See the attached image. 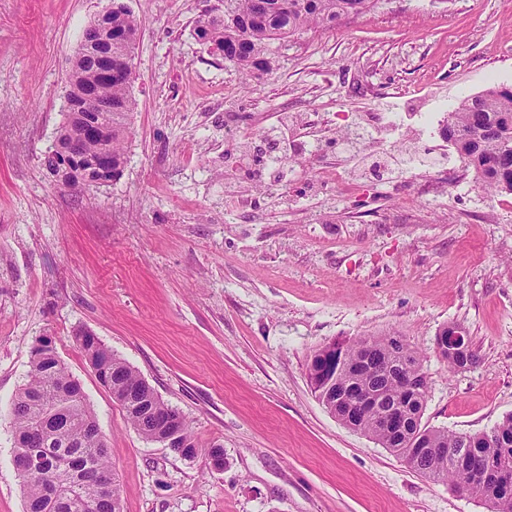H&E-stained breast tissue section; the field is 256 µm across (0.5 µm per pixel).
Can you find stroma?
Masks as SVG:
<instances>
[{"label": "stroma", "instance_id": "1", "mask_svg": "<svg viewBox=\"0 0 512 512\" xmlns=\"http://www.w3.org/2000/svg\"><path fill=\"white\" fill-rule=\"evenodd\" d=\"M108 3L0 0V512L25 510L11 408L42 336L96 413L121 512H491L344 427L308 364L334 342L397 336L428 379L423 424L473 434L512 413V194L485 191L416 119L512 88V0H381L274 45L276 67L248 79L193 35L219 0H127L142 28L125 163L76 190L44 157ZM283 118L288 181L267 171L260 192L243 169ZM448 324L477 365L439 356ZM81 331L200 447L221 444L223 466L134 431Z\"/></svg>", "mask_w": 512, "mask_h": 512}]
</instances>
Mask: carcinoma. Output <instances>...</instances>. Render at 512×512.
Returning a JSON list of instances; mask_svg holds the SVG:
<instances>
[{
    "label": "carcinoma",
    "mask_w": 512,
    "mask_h": 512,
    "mask_svg": "<svg viewBox=\"0 0 512 512\" xmlns=\"http://www.w3.org/2000/svg\"><path fill=\"white\" fill-rule=\"evenodd\" d=\"M378 2L222 0L224 8L198 16L194 35L243 74L267 72L273 69L271 45L283 44L311 27H334L346 17L370 12ZM100 26L112 29V82L97 83L94 90L97 97L112 100V111L98 116L110 137L87 138L79 149L86 155L108 150L115 178L125 160L127 121L136 108L130 75L141 21L124 0H112V12L96 16L83 41L97 39ZM98 62L97 57L77 53L69 77L70 99L83 100L89 83L86 74ZM444 131L483 188L512 194V88L493 86L463 99L448 113ZM452 330L463 332L453 324L436 337L440 356L453 370L476 365L478 355L470 346L453 351L443 346ZM78 340L102 385L139 435L159 443L170 438L173 450L185 458L203 454L211 461H224L221 445L198 447L189 421L167 406L132 365L88 332ZM343 353L341 360L324 346L308 365L314 393L341 424L372 437L418 474L485 501L492 512H512V485H497L487 476L494 466L512 467V414L479 434L426 427L421 420L428 382L417 352L395 336H378L346 343ZM362 395L372 403L364 408L350 404ZM392 407L404 418L398 431L385 422ZM11 416L13 463L25 489V512H120L117 485L109 494L86 479L90 472L111 470L107 446L80 383L59 358L52 339L40 337L32 346L28 379L13 401ZM31 448L40 449L41 456L34 471L27 469Z\"/></svg>",
    "instance_id": "obj_1"
}]
</instances>
